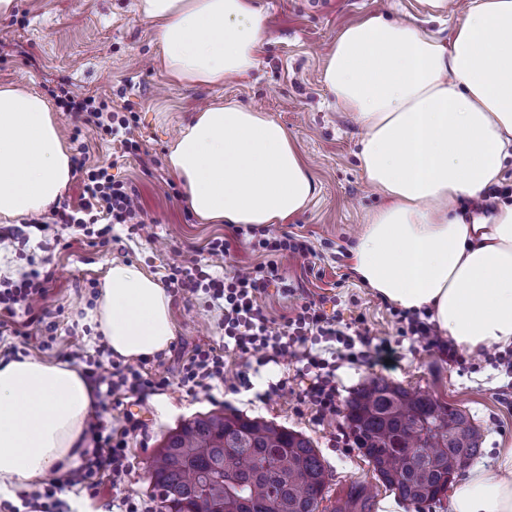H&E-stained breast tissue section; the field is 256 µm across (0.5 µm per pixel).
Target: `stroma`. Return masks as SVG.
<instances>
[{"label":"stroma","instance_id":"1","mask_svg":"<svg viewBox=\"0 0 512 512\" xmlns=\"http://www.w3.org/2000/svg\"><path fill=\"white\" fill-rule=\"evenodd\" d=\"M18 2L12 16L0 18V84L44 96L69 150L85 148L90 165L112 164L113 175L137 193L142 220L138 227L113 225L111 241L92 244L78 240L74 229L57 224L48 211L44 220L59 245L41 248L38 233L24 245L13 239L0 241V279L20 278L32 267L51 275L44 307L57 325L56 340L52 348L40 351V358L58 361L64 351L79 347L91 358L111 361V353L94 339L82 317L93 304L94 283L100 282L112 262L137 264L162 280L193 251L208 261L211 274L217 276L274 260L284 283L297 293L289 297L278 286L267 288L260 303L272 318L290 314L304 295H323L326 311H338L347 323L361 320L373 342L391 344L389 362L374 366L340 354L336 360L339 405H346L353 392L373 378L428 392L470 416L481 434L478 464L495 470L501 451L512 448V371L500 365L496 348L451 364L416 337L397 335L395 306L351 271L347 249L352 235L381 198L358 167V124L338 109L321 79L326 56L344 27L381 13L427 24L444 39L458 20L459 0H446L438 14L426 0H255L266 17L259 65L248 76L213 86H188L165 74L157 29L139 17L136 0ZM64 91L101 97L135 112L138 153L121 156L110 136L77 122L58 104ZM223 99L264 112L284 125L310 163L316 194L281 230L307 240L313 256L278 261L273 253L253 250L251 227L199 222L187 207L181 185L173 184L166 164L171 144L199 109ZM218 236L229 241L230 249L221 258L208 256L205 247ZM206 300L201 291L172 298L174 346L152 358L150 371L176 377L177 348L223 344L218 316L208 309ZM258 355L266 363L250 372L249 386L229 388L227 381L234 378L240 361L228 351L224 354L227 381L216 385L211 394L192 396L173 385L160 394L131 396L124 399L122 408L105 414V423L118 430L125 424V413H132L147 424L148 434L129 436L132 473L120 489L104 488L94 503L97 512L127 495L152 504L147 470L155 449L183 420L215 410L273 421L303 433L328 467L332 493L345 492L356 481L374 482L373 470L359 451L336 442L345 426L343 414L322 419L299 404L296 374L302 364L297 356L289 353L271 362L267 350H259ZM283 378L288 381L283 394L262 400L260 394L268 383Z\"/></svg>","mask_w":512,"mask_h":512}]
</instances>
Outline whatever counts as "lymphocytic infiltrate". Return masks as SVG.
I'll list each match as a JSON object with an SVG mask.
<instances>
[{
	"label": "lymphocytic infiltrate",
	"mask_w": 512,
	"mask_h": 512,
	"mask_svg": "<svg viewBox=\"0 0 512 512\" xmlns=\"http://www.w3.org/2000/svg\"><path fill=\"white\" fill-rule=\"evenodd\" d=\"M61 105L73 112L83 125L104 131L119 138L123 153L133 154L139 149L134 135L136 117L133 112L115 107L105 99L65 95ZM76 170L85 174L83 195L78 208L61 207L55 215L58 223L77 225L85 235H92L94 224L105 220L111 224H134L140 216L137 194L123 181L115 179L108 166L87 167L84 158L74 159ZM278 270L276 263H259L230 277H213L205 272L200 259L190 258L188 264L176 266L165 285L173 293L205 291L213 308L219 310L224 335L233 342V349L242 361L239 382H248V368L252 357L261 349H272L275 354L287 353L290 344L306 342L308 337L336 341L354 353L355 359L366 360L368 351L355 350L354 340L338 327L335 317L324 310L323 299L306 297L296 305L280 327H273L271 319L257 302V296L268 287ZM47 280L39 271H31L20 283L4 282L0 285V327H7L17 314L29 315L31 321L42 324L44 346H51L54 323L45 321L37 308L48 295ZM398 335L414 336L427 347L452 363H462L463 357L448 339L441 336L429 316L423 311H401L397 314ZM305 382L300 398L315 408L320 416H332L337 411L336 367L321 354L306 351ZM68 361L86 362L85 374L96 388L97 409L88 422L94 446L82 455L79 467L70 471L65 480L51 484L42 492L22 493L21 499L28 512H69L63 496L66 492L85 493L97 498L104 484L120 487L130 474L127 437L141 430L139 420L127 421L125 431L117 433L105 425L104 413L119 408L126 396H147L178 382L187 392L208 393L215 383L224 379V354L216 347L198 346L184 356L176 379L151 374L145 367H134L116 361L102 363L87 360L84 352H67Z\"/></svg>",
	"instance_id": "f902f5d3"
}]
</instances>
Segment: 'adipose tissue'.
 Here are the masks:
<instances>
[{"mask_svg":"<svg viewBox=\"0 0 512 512\" xmlns=\"http://www.w3.org/2000/svg\"><path fill=\"white\" fill-rule=\"evenodd\" d=\"M136 10L157 26L163 70L178 82L220 84L257 65L255 0H137ZM322 79L360 126L359 166L383 199L349 247L354 274L398 308L427 310L465 353L512 346V202L469 219L457 210L512 156V0H467L444 42L367 15L338 35ZM167 164L204 224H282L316 193L287 129L235 101L199 111ZM71 171L47 100L0 86V223L47 211ZM170 305L153 275L116 261L83 320L114 358L135 360L173 341ZM95 403L77 366L0 358V499L76 465ZM451 512H512V450L455 486Z\"/></svg>","mask_w":512,"mask_h":512,"instance_id":"1","label":"adipose tissue"}]
</instances>
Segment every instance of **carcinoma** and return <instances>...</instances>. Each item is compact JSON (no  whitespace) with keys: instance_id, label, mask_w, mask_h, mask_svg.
Masks as SVG:
<instances>
[{"instance_id":"1","label":"carcinoma","mask_w":512,"mask_h":512,"mask_svg":"<svg viewBox=\"0 0 512 512\" xmlns=\"http://www.w3.org/2000/svg\"><path fill=\"white\" fill-rule=\"evenodd\" d=\"M357 449L376 479L406 506L437 504L448 477L479 456L470 417L429 393L383 379L363 384L345 415ZM152 495L160 512H320L329 471L303 434L272 421L211 411L182 422L153 456ZM377 495L353 483L330 512H376Z\"/></svg>"}]
</instances>
